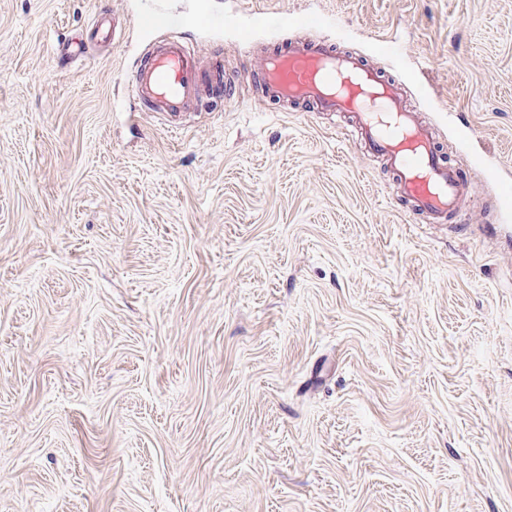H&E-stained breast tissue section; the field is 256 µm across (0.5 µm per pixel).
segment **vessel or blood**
<instances>
[{
  "instance_id": "vessel-or-blood-1",
  "label": "vessel or blood",
  "mask_w": 512,
  "mask_h": 512,
  "mask_svg": "<svg viewBox=\"0 0 512 512\" xmlns=\"http://www.w3.org/2000/svg\"><path fill=\"white\" fill-rule=\"evenodd\" d=\"M165 0H142L141 27L177 29L186 16L167 10ZM264 96L295 112L351 114L360 139L393 171L400 195L427 223L443 224L462 209L465 184L441 157L418 113L407 108L401 88L353 54L299 37L262 52L245 64ZM200 54L174 39L155 43L147 61L132 74L134 100L148 111H189L207 80Z\"/></svg>"
}]
</instances>
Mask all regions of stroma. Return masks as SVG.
I'll return each instance as SVG.
<instances>
[{
    "instance_id": "obj_1",
    "label": "stroma",
    "mask_w": 512,
    "mask_h": 512,
    "mask_svg": "<svg viewBox=\"0 0 512 512\" xmlns=\"http://www.w3.org/2000/svg\"><path fill=\"white\" fill-rule=\"evenodd\" d=\"M0 0V512H512V0H168L239 89L174 120L165 31ZM306 35L401 84L469 186L429 224L348 118L246 80ZM208 79L212 87H220L217 70L202 72L199 51L164 39L132 73V98L145 105L143 112H188Z\"/></svg>"
}]
</instances>
